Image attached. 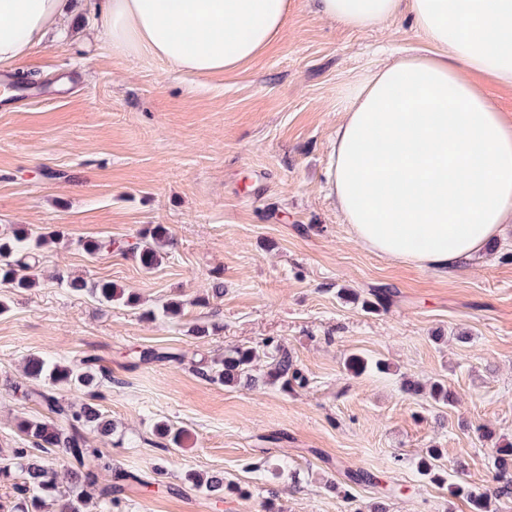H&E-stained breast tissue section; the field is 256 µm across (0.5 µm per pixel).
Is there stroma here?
I'll return each mask as SVG.
<instances>
[{
	"label": "stroma",
	"mask_w": 512,
	"mask_h": 512,
	"mask_svg": "<svg viewBox=\"0 0 512 512\" xmlns=\"http://www.w3.org/2000/svg\"><path fill=\"white\" fill-rule=\"evenodd\" d=\"M80 26L50 37L17 67L33 74L30 97L0 99V233L16 224L59 231L41 252L36 288H0V454L17 447L18 418L34 403L23 363L44 355L69 364L101 357L114 383L101 407L117 429L91 435L121 469L163 487L125 500L121 512H470L466 500L420 475L427 449L443 451L451 480L490 484L496 446L512 442V224L493 249L453 272L391 262L354 240L329 192L330 157L343 92L405 51L427 50L406 18L353 30L292 0L272 46L239 69L196 76L149 56L113 53L94 31L86 0ZM173 244L143 270L129 251L152 225ZM119 250L92 256L86 241ZM68 272L138 293L140 308L101 305L56 280ZM223 283L224 295L208 290ZM357 293L345 299L341 291ZM394 299L368 312L362 298ZM184 303L167 319L165 302ZM219 324L198 338V325ZM291 350L305 385L253 389L197 371L224 350L266 339ZM179 361L137 366L132 349ZM358 354L389 364L354 375ZM441 379L456 397L442 407L407 394L404 380ZM184 428L182 447L157 448L153 428ZM491 430L479 441L473 426ZM377 476L352 500L327 488L347 469ZM224 474L248 491L214 506L183 480Z\"/></svg>",
	"instance_id": "35a3bbf8"
}]
</instances>
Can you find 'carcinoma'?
<instances>
[{
	"label": "carcinoma",
	"mask_w": 512,
	"mask_h": 512,
	"mask_svg": "<svg viewBox=\"0 0 512 512\" xmlns=\"http://www.w3.org/2000/svg\"><path fill=\"white\" fill-rule=\"evenodd\" d=\"M57 237L55 233L34 234L25 226L14 229L9 237H0V284L17 290L34 288L38 284L36 274L39 251ZM171 242L169 229L163 224L149 228L132 248L133 257L141 267L150 271L161 262L162 249ZM66 285L77 291H87L99 302H114L128 307L138 305L132 292L115 286L106 280L88 281L82 278H66ZM129 356L147 361H176L175 353L158 350H135ZM348 366L357 373L372 368L383 371L385 363L373 364L361 356L353 355ZM29 379L41 382L43 388L26 387L23 396L46 411L43 419L22 418L16 427L23 446L11 450V456L0 463V482H12L26 512H41L46 502L56 506V512H85L90 496L87 487L95 482L100 472L113 474L115 482L102 489L94 505V512H119L122 495L127 492L148 491L151 483L137 475L116 470L112 459L90 445L88 433L110 435L114 432L111 422L101 411L99 388L112 381L100 358L86 356L79 361L62 365L50 358L33 355L26 361ZM201 374L212 382L226 386L243 385L252 389L258 385L304 384L305 378L296 367L293 357L284 345L273 339L264 342L263 348L235 347L224 351L202 369ZM83 391L87 399L73 405L58 397L60 388ZM427 390L437 404L448 406L453 402L452 393L442 381H433L426 387L407 386L406 391L415 394ZM156 435L171 446L183 443L185 430L166 423L155 426ZM440 451L427 449L417 462L418 471L430 482L443 485ZM493 486L474 488L467 483L450 486L449 493L465 499L471 512H496L498 497L512 487V445L495 449L492 456ZM184 481L195 488L205 489L217 503L233 494H243L242 488L219 475L204 476L187 471Z\"/></svg>",
	"instance_id": "cac0c4a2"
}]
</instances>
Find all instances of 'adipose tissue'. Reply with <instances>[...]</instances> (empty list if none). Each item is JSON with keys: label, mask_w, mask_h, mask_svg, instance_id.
<instances>
[{"label": "adipose tissue", "mask_w": 512, "mask_h": 512, "mask_svg": "<svg viewBox=\"0 0 512 512\" xmlns=\"http://www.w3.org/2000/svg\"><path fill=\"white\" fill-rule=\"evenodd\" d=\"M290 0H95L99 31L124 55L192 75L231 72L284 29ZM71 0H0V67L60 29ZM353 29L405 15L432 48L348 86L330 184L345 224L381 257L453 271L512 223V121L475 72L512 86V0H316Z\"/></svg>", "instance_id": "1"}]
</instances>
